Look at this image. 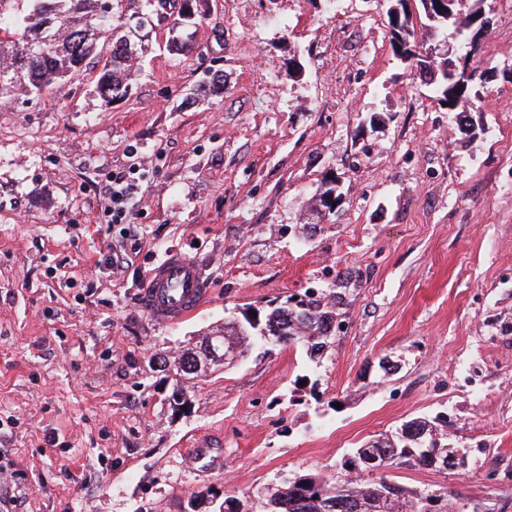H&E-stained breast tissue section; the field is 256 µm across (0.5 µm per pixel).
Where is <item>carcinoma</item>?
<instances>
[{"mask_svg":"<svg viewBox=\"0 0 512 512\" xmlns=\"http://www.w3.org/2000/svg\"><path fill=\"white\" fill-rule=\"evenodd\" d=\"M20 0H0V32L12 35L10 50L0 49V94L23 90L39 94L49 87L61 88L68 78L96 60L100 71L95 91L102 106L108 107L129 91L133 68L144 53L145 39L139 32L143 15L155 17L168 12L173 25L183 19L167 8L172 0H26L24 14L15 13ZM419 25H414L406 0H388L387 17L390 43L402 64L418 79H426L436 99L455 113L457 124L467 130L468 109L462 102L481 97L483 84L461 82L448 69V58L424 71L415 65L412 47L421 39L419 30L431 36L450 34L469 48L473 37L470 24L485 16L482 0H447L444 7H434V0H416ZM341 297L329 305L318 298L288 307V315L266 314L269 330L283 331L282 344L307 348L315 357L322 350L318 336L328 322L336 318ZM447 421L417 417L394 431L367 441L344 460V475L330 479L316 473L300 474L282 484L278 498L258 512H426L432 499L446 500V494L429 488L408 493L384 475H374L363 458L375 456L389 460V465L413 463L432 467L434 460L456 465L464 456L462 449L448 446L444 427ZM430 443L434 455L427 457L419 448Z\"/></svg>","mask_w":512,"mask_h":512,"instance_id":"carcinoma-1","label":"carcinoma"}]
</instances>
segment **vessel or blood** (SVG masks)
<instances>
[{
  "mask_svg": "<svg viewBox=\"0 0 512 512\" xmlns=\"http://www.w3.org/2000/svg\"><path fill=\"white\" fill-rule=\"evenodd\" d=\"M210 294L203 264L172 250L152 269L141 285L140 304L154 321L179 322L195 313Z\"/></svg>",
  "mask_w": 512,
  "mask_h": 512,
  "instance_id": "1",
  "label": "vessel or blood"
}]
</instances>
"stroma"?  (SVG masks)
I'll list each match as a JSON object with an SVG mask.
<instances>
[{"label":"stroma","mask_w":512,"mask_h":512,"mask_svg":"<svg viewBox=\"0 0 512 512\" xmlns=\"http://www.w3.org/2000/svg\"><path fill=\"white\" fill-rule=\"evenodd\" d=\"M487 4L480 60L498 76L471 137L396 58L384 0H195L194 24L156 23L109 107L92 67L0 95V512L15 485L23 512H209L217 490L247 508L442 414L466 465L388 479L446 492L451 512H512V0ZM176 37L190 52L168 51ZM132 168L137 233L101 230L112 174ZM328 176L336 210L308 227ZM171 248L212 295L162 326L138 292ZM339 280L319 357L258 345L177 380L176 357L226 320ZM201 441L220 465L192 458Z\"/></svg>","instance_id":"35a3bbf8"}]
</instances>
